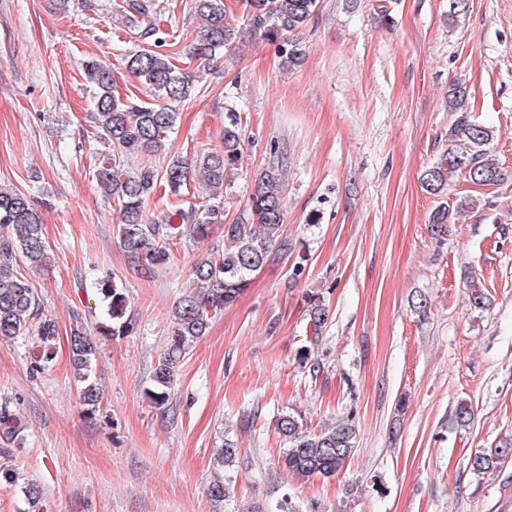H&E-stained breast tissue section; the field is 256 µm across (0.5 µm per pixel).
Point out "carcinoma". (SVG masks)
<instances>
[{"mask_svg":"<svg viewBox=\"0 0 512 512\" xmlns=\"http://www.w3.org/2000/svg\"><path fill=\"white\" fill-rule=\"evenodd\" d=\"M244 6L251 34L275 44L286 66L303 61L306 51L298 33L314 14L317 0H244ZM194 9L203 20V30L193 44L192 58L210 68L235 42L239 30L226 20L224 0H194ZM125 62L126 69L147 85L153 101L120 95L106 65L95 59L82 61L93 91V118L105 144L94 176L119 212L121 244L136 266L150 271L173 260L177 241L188 237L203 243L210 238L220 212L217 202L223 197L226 177L239 166L246 130L238 112L229 109L224 116L222 148L192 156L174 155L159 169L144 165L126 170L131 152L154 153L165 146L178 120L175 104L194 92L196 75L177 66L173 56L150 49L128 55ZM470 98L463 81L449 83L448 108L456 118L448 129V152L420 175L422 187L432 195H442L448 177L455 173L480 187L512 179V171L487 152L494 132L473 119ZM192 181L201 185L207 202L160 217L147 210L158 189L179 200ZM284 187V166L274 161L255 179L245 211L224 225V250L210 249L192 267L189 290L173 311L166 349L154 369L153 388L147 391L153 403L165 405L176 364L206 334L213 316L237 301L248 287L251 273L266 262L269 246L284 223ZM481 203L482 199L474 195L460 196L451 204L445 200L431 211L428 223L436 234L444 235L457 215L477 209ZM48 260L43 224L34 204L23 191L0 185V339L24 335L38 309L35 289L20 268H42ZM104 295L109 300L110 333L114 335L125 328V299L115 286L104 289ZM56 332L53 319L39 321V361H52ZM70 346L83 401L94 408L99 401V388L90 382L95 347L79 324L71 329ZM276 426L287 444L279 459L281 468L300 481L337 475L357 451V429L348 417L312 432L299 414L288 412L279 415ZM510 454L512 439H504L491 452L474 454L470 468L487 472ZM238 458L237 443L224 434V446L215 452L216 476L208 488L214 503L222 504L232 497Z\"/></svg>","mask_w":512,"mask_h":512,"instance_id":"carcinoma-1","label":"carcinoma"}]
</instances>
